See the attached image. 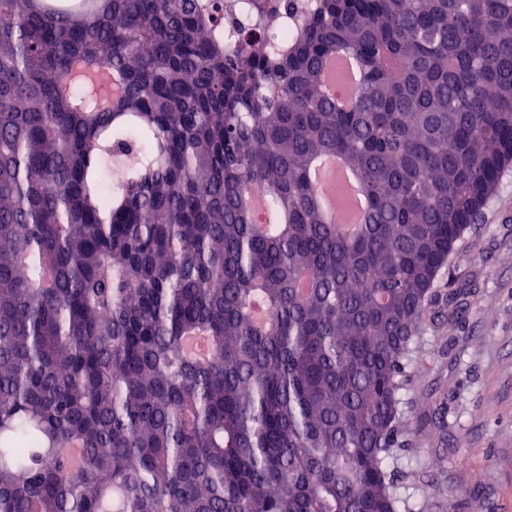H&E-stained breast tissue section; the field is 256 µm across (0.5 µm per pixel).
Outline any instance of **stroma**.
<instances>
[{
    "label": "stroma",
    "instance_id": "stroma-1",
    "mask_svg": "<svg viewBox=\"0 0 512 512\" xmlns=\"http://www.w3.org/2000/svg\"><path fill=\"white\" fill-rule=\"evenodd\" d=\"M407 363L394 479L413 512H512V176L465 233Z\"/></svg>",
    "mask_w": 512,
    "mask_h": 512
}]
</instances>
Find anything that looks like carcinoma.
Segmentation results:
<instances>
[{"label": "carcinoma", "mask_w": 512, "mask_h": 512, "mask_svg": "<svg viewBox=\"0 0 512 512\" xmlns=\"http://www.w3.org/2000/svg\"><path fill=\"white\" fill-rule=\"evenodd\" d=\"M250 2L0 0V512H410L399 376L512 171V0H315L247 44ZM362 79L358 59L351 53L341 52L326 64L323 93L339 104H345L356 94ZM324 208L338 218L344 233H352L362 223L366 201L355 174L336 159L317 161L310 172Z\"/></svg>", "instance_id": "carcinoma-1"}]
</instances>
